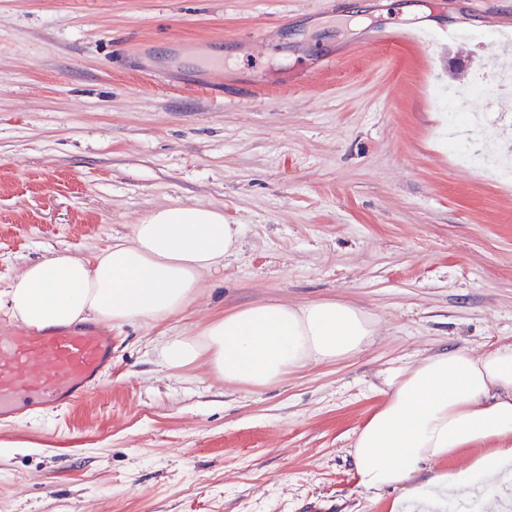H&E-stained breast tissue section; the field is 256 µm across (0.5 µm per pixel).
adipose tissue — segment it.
<instances>
[{
  "label": "adipose tissue",
  "instance_id": "ef3b65f1",
  "mask_svg": "<svg viewBox=\"0 0 512 512\" xmlns=\"http://www.w3.org/2000/svg\"><path fill=\"white\" fill-rule=\"evenodd\" d=\"M239 227L203 206L150 213L132 236L91 256L50 254L24 266L0 294L15 321L38 328L86 321L161 322L186 307L202 279L224 265ZM371 318L333 299L235 308L198 333L168 337L167 369L205 362L231 387L262 389L289 372L354 356L370 341ZM387 398L351 450L357 485L379 494L436 462L479 445L465 469L438 472L396 500L392 512H447L449 493L473 496L512 472V344L481 355L457 349L389 371Z\"/></svg>",
  "mask_w": 512,
  "mask_h": 512
}]
</instances>
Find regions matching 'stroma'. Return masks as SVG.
Listing matches in <instances>:
<instances>
[{
  "label": "stroma",
  "mask_w": 512,
  "mask_h": 512,
  "mask_svg": "<svg viewBox=\"0 0 512 512\" xmlns=\"http://www.w3.org/2000/svg\"><path fill=\"white\" fill-rule=\"evenodd\" d=\"M500 74L512 0H0V291L167 206L240 227L188 308L113 327L103 389L0 424V512H389L479 456L374 496L349 450L389 370L512 344V179L443 141L445 97ZM476 106L512 158V97ZM271 299L353 304L375 334L265 389L163 365L165 337Z\"/></svg>",
  "instance_id": "35a3bbf8"
}]
</instances>
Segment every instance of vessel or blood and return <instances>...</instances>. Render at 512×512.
<instances>
[{
  "label": "vessel or blood",
  "mask_w": 512,
  "mask_h": 512,
  "mask_svg": "<svg viewBox=\"0 0 512 512\" xmlns=\"http://www.w3.org/2000/svg\"><path fill=\"white\" fill-rule=\"evenodd\" d=\"M112 366V337L97 324L0 333V421L59 412L98 391Z\"/></svg>",
  "instance_id": "vessel-or-blood-1"
}]
</instances>
